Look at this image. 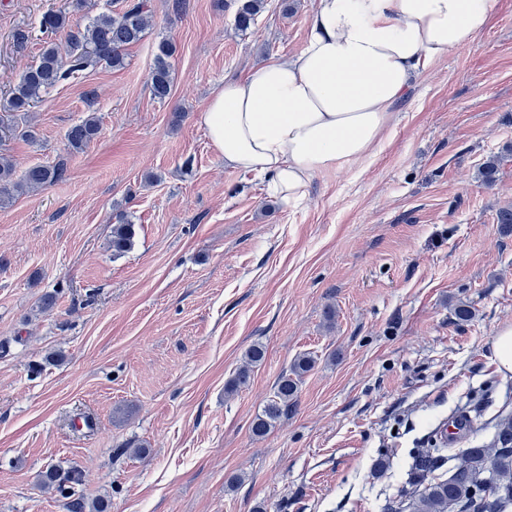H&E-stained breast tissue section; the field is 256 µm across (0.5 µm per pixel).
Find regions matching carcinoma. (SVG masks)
I'll return each instance as SVG.
<instances>
[{
  "mask_svg": "<svg viewBox=\"0 0 512 512\" xmlns=\"http://www.w3.org/2000/svg\"><path fill=\"white\" fill-rule=\"evenodd\" d=\"M91 7L90 0H64L56 10L43 15L40 28L52 35L65 33L64 43L46 42L38 61L30 66L14 86L3 104L4 110L26 113L38 103L48 89L90 68L104 67L119 70L126 65L127 46L141 41L146 34L149 14L148 0H121V7L94 16L84 27H73L71 16ZM264 8V0H239L235 23L248 28ZM175 45L162 39L156 46L155 64L149 75L151 91L158 99L170 93L169 59ZM100 123L91 113L72 126L67 134V149L80 152L93 143L99 134ZM512 154V144L489 156L482 164L480 178L488 186L498 180L503 159ZM67 165L60 161L52 166L35 165L21 175H15L10 161L0 157V206L26 192L47 189L65 179ZM134 229L128 216L119 211L112 227V250L122 253L133 246ZM265 357V349L254 344L245 352L244 364L230 378L224 391L233 394L246 387L253 368ZM316 363L314 356L296 358L289 371L281 374L262 413L252 422V433L265 436L275 423L295 406L298 382ZM42 482L56 485L68 499L69 512L95 509L85 503L77 486L81 472L73 469L61 476L48 470ZM409 512H512V418L503 419L497 426L489 448H464L457 463L446 478L422 480L420 488L409 493Z\"/></svg>",
  "mask_w": 512,
  "mask_h": 512,
  "instance_id": "1",
  "label": "carcinoma"
}]
</instances>
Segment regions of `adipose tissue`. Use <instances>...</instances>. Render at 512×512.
Masks as SVG:
<instances>
[{
	"label": "adipose tissue",
	"instance_id": "ef3b65f1",
	"mask_svg": "<svg viewBox=\"0 0 512 512\" xmlns=\"http://www.w3.org/2000/svg\"><path fill=\"white\" fill-rule=\"evenodd\" d=\"M495 0H316L295 54L215 88L201 114L225 166L299 205L313 180L370 159L414 76L472 45Z\"/></svg>",
	"mask_w": 512,
	"mask_h": 512
}]
</instances>
